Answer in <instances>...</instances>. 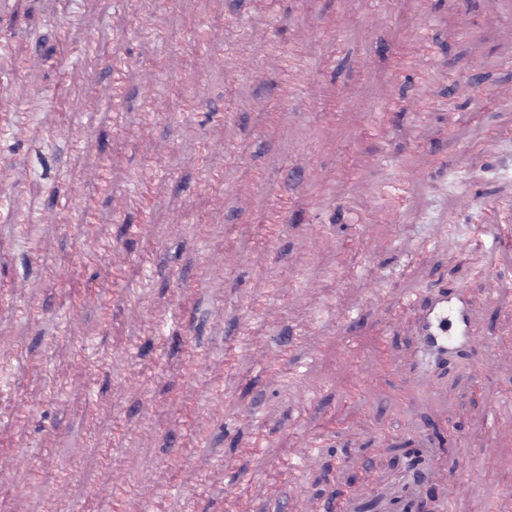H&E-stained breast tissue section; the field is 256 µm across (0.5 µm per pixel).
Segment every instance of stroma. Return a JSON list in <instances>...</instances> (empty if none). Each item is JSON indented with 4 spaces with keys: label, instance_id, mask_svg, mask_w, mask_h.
Segmentation results:
<instances>
[{
    "label": "stroma",
    "instance_id": "1",
    "mask_svg": "<svg viewBox=\"0 0 512 512\" xmlns=\"http://www.w3.org/2000/svg\"><path fill=\"white\" fill-rule=\"evenodd\" d=\"M428 22L434 61L418 79L395 57ZM299 45L307 84L276 122L263 115L284 81L277 43ZM23 65L0 73V482L9 512H89L115 476L172 497L182 512H419L445 493L458 512H512V18L498 0H0V43ZM208 57L199 80L184 53ZM460 88L448 92L449 74ZM483 75L470 86L472 75ZM180 82L194 103L146 118L144 97ZM69 94L57 108L54 92ZM123 124L112 121L116 87ZM398 99L369 136L382 91ZM237 106L225 109V94ZM431 104L425 122L416 104ZM151 156V221L130 199ZM95 196L94 236L79 189ZM294 220L270 247L255 224L271 192ZM156 250L143 299L111 271ZM104 248L84 253L93 242ZM208 265L198 285L200 265ZM443 281L471 289L489 338L483 371L416 388L410 403L370 379L379 354L399 380L415 363L402 299ZM85 304L70 322L68 296ZM111 321H104L103 311ZM200 344L198 372L158 344ZM288 345L286 379L263 367ZM198 408L194 464L174 477L182 404ZM120 420L125 441L100 462L90 433ZM436 437L427 493L407 474L417 430ZM71 482L36 486L21 452Z\"/></svg>",
    "mask_w": 512,
    "mask_h": 512
}]
</instances>
